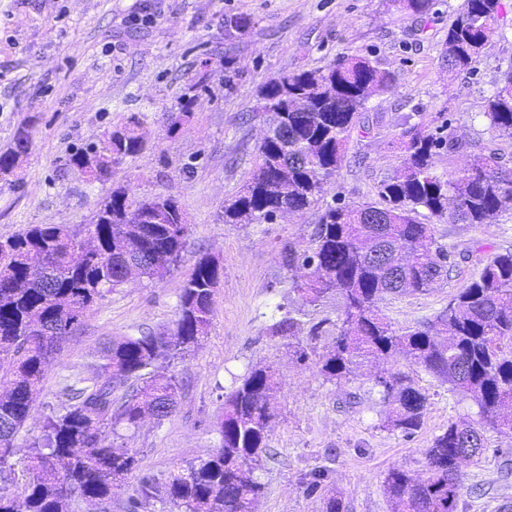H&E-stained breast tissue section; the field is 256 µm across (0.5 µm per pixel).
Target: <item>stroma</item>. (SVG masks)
<instances>
[{
  "label": "stroma",
  "instance_id": "obj_1",
  "mask_svg": "<svg viewBox=\"0 0 512 512\" xmlns=\"http://www.w3.org/2000/svg\"><path fill=\"white\" fill-rule=\"evenodd\" d=\"M464 0H432L425 17L389 8L386 0H0V153L26 135L29 152L0 176V238L32 224H88L104 197L125 187L136 196H170L184 210L185 248L163 280L136 278L107 293L87 312L50 365L43 389L14 441L18 449L7 487L22 494L26 450L44 418L61 411L70 378L93 371L109 339L173 330L187 275L204 255L223 275L214 291L209 329L197 348L158 361L156 370L180 383L176 411L161 422L120 428L137 467L112 499V512L135 495L142 475L165 482L171 473L208 457L221 444L217 422L235 378L258 366L275 370V417L269 453L253 473L258 512H322L321 492L308 493L321 470L345 512H390L385 478L394 469L417 477L425 452L449 421L474 416L472 401L448 393L428 375L421 429L410 438L379 425L380 406L360 380H326L318 363L332 346L337 296L301 305L280 252L307 244L323 204L373 201L381 180L398 165L395 141L405 121L428 133L456 135L476 152L512 167V139L482 118L486 99L512 67V0H501L495 34L471 69L447 74L442 44ZM241 21L235 34L225 22ZM343 55L376 58L391 72L389 90L373 96L345 149L339 175L323 204L271 221L228 224L224 205L252 172L266 131L258 112L263 83L284 71L326 68ZM189 118L169 128L168 115L188 98ZM138 120L146 144L105 181L88 182L71 155L101 144L112 125ZM454 246L457 269L424 294L386 300L398 326L433 317L477 273L474 251L512 249V210L497 224L435 226ZM302 309L303 331L274 335L277 310ZM322 323L318 337L308 326ZM306 359H299L298 350ZM482 458L465 467L463 512H495L504 485L500 466L512 456V435L486 430Z\"/></svg>",
  "mask_w": 512,
  "mask_h": 512
}]
</instances>
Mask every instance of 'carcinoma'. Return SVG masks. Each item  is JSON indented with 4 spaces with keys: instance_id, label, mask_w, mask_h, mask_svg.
I'll use <instances>...</instances> for the list:
<instances>
[{
    "instance_id": "cac0c4a2",
    "label": "carcinoma",
    "mask_w": 512,
    "mask_h": 512,
    "mask_svg": "<svg viewBox=\"0 0 512 512\" xmlns=\"http://www.w3.org/2000/svg\"><path fill=\"white\" fill-rule=\"evenodd\" d=\"M424 15L432 0H389ZM500 0H464L448 26L442 57L448 72L472 67L495 33ZM392 76L377 61L342 56L323 70L285 71L261 87L268 114L266 140L257 146L255 168L240 195L224 206V223L270 221L280 212L304 210L328 194L342 167L345 145L358 115ZM490 129L512 139V70L486 99ZM145 140L135 122L109 132V147L90 144L72 154L78 166L92 158L108 174L139 154ZM400 161L377 187V200L328 205L305 247L282 251L284 264L311 265L293 283L304 304L336 294V338L322 356L320 372L336 383L357 376L366 363L381 368L366 379L380 396L381 427L413 436L422 426L427 396L413 377L422 371L448 392L471 400L479 421L448 422L426 451L427 475L413 479L391 471L385 490L392 512H459L464 463L486 450L483 430L512 433V251L478 253L476 276L431 319L396 327L383 314L387 298L423 294L449 277L453 251L438 244L430 220L450 224L497 223L512 208V168L472 152L473 144L436 137L422 123H405L397 138ZM21 135L0 154L9 173L27 153ZM467 155L465 165L444 178L434 156ZM189 224L168 196L139 199L118 188L106 197L85 229L32 224L0 240V480L12 474L14 438L41 392L46 371L94 303L126 283L127 272L163 279L180 260ZM198 259L179 295L178 318L169 333L110 340L91 375L67 385L63 411L49 417L29 448V478L20 496L0 491V512H71L77 499L110 512L112 496L136 466L132 449L115 443V427H138L142 418L176 409L179 382L147 372L166 357L196 347L213 313L221 269ZM300 326L287 312L271 329L294 337ZM406 361L409 370L400 368ZM130 386L121 404L114 391ZM274 370L255 368L224 394L217 426L221 444L160 485L139 479L127 512L143 499L163 497L176 512H255L261 485L251 473L267 453L274 411Z\"/></svg>"
}]
</instances>
